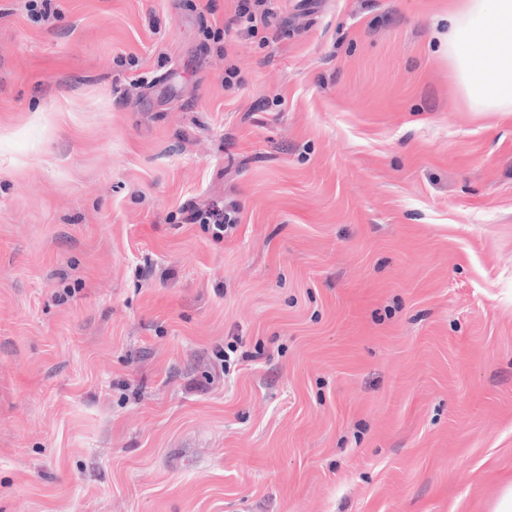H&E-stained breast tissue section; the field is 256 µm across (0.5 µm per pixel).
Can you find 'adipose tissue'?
Returning <instances> with one entry per match:
<instances>
[{"label":"adipose tissue","mask_w":512,"mask_h":512,"mask_svg":"<svg viewBox=\"0 0 512 512\" xmlns=\"http://www.w3.org/2000/svg\"><path fill=\"white\" fill-rule=\"evenodd\" d=\"M448 64L474 112H512V0H455Z\"/></svg>","instance_id":"ef3b65f1"}]
</instances>
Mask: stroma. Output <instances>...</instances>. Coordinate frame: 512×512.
<instances>
[{
  "instance_id": "stroma-1",
  "label": "stroma",
  "mask_w": 512,
  "mask_h": 512,
  "mask_svg": "<svg viewBox=\"0 0 512 512\" xmlns=\"http://www.w3.org/2000/svg\"><path fill=\"white\" fill-rule=\"evenodd\" d=\"M450 3L0 0V512H493L512 112ZM270 0H237L235 14L229 24L243 25L250 31H255L261 26L268 29L270 19L274 15V9L270 6ZM186 221L189 224H213L218 235L224 233V223L234 224L235 219L224 210L211 209L207 211L190 210Z\"/></svg>"
}]
</instances>
